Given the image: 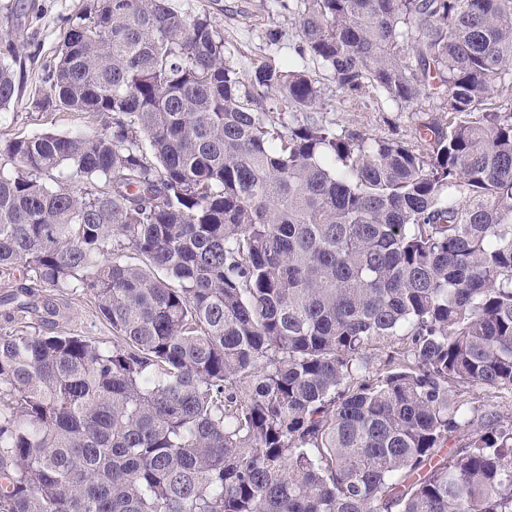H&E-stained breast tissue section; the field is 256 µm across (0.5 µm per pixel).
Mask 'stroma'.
<instances>
[{"label": "stroma", "instance_id": "obj_1", "mask_svg": "<svg viewBox=\"0 0 512 512\" xmlns=\"http://www.w3.org/2000/svg\"><path fill=\"white\" fill-rule=\"evenodd\" d=\"M187 14L208 6L224 31L232 64L248 70L260 57L267 29L285 31L275 51L281 60L291 58L295 34L293 17L280 9L277 0H174ZM85 0H0V37L10 36L20 47L21 78L16 101L0 110V138L7 139L34 131L57 134L89 130L96 121L79 112H42L34 108L35 99L43 97L48 85L42 66L53 57L67 27L68 18L79 13ZM50 331L75 333L108 342L111 328L95 311L92 295L73 290L65 295L63 312L49 326Z\"/></svg>", "mask_w": 512, "mask_h": 512}]
</instances>
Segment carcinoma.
Masks as SVG:
<instances>
[{"mask_svg": "<svg viewBox=\"0 0 512 512\" xmlns=\"http://www.w3.org/2000/svg\"><path fill=\"white\" fill-rule=\"evenodd\" d=\"M293 9L243 72L89 0L34 107L99 124L0 140V512H512V0ZM70 288L112 343L31 332ZM428 108H430L428 103L423 102L415 106L413 111L397 112V108L394 105H390L389 110L391 112H385V116L388 117L390 125L381 122V126L373 127V133L394 138H406L415 123L427 120L430 115L435 114L432 112H418L428 110Z\"/></svg>", "mask_w": 512, "mask_h": 512, "instance_id": "obj_1", "label": "carcinoma"}]
</instances>
